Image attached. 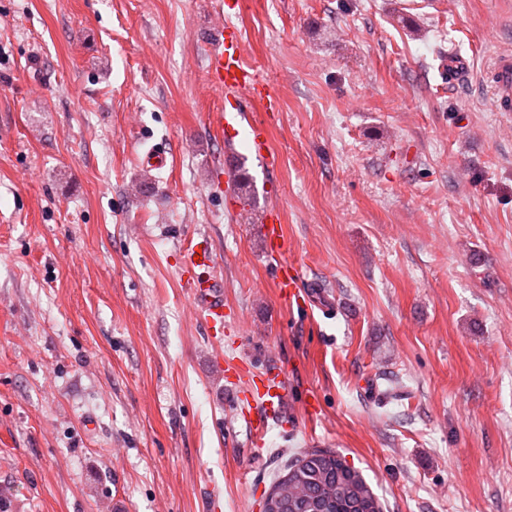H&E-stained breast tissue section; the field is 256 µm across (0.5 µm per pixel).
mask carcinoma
Wrapping results in <instances>:
<instances>
[{"label": "carcinoma", "mask_w": 512, "mask_h": 512, "mask_svg": "<svg viewBox=\"0 0 512 512\" xmlns=\"http://www.w3.org/2000/svg\"><path fill=\"white\" fill-rule=\"evenodd\" d=\"M259 506L260 512H382L362 473L330 450H313L288 464Z\"/></svg>", "instance_id": "carcinoma-1"}]
</instances>
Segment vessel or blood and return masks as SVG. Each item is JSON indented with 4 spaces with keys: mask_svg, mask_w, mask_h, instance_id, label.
<instances>
[{
    "mask_svg": "<svg viewBox=\"0 0 512 512\" xmlns=\"http://www.w3.org/2000/svg\"><path fill=\"white\" fill-rule=\"evenodd\" d=\"M208 75L213 87L225 95V104L214 114L217 129H234L241 121H248L251 129V149L269 171H277L278 155L269 143V128L264 121L247 118L246 102L254 100L264 112H276L279 102L264 77L245 58V49L239 30L232 24L214 27L207 51ZM488 79L493 88L491 108L497 112H512V55L500 56ZM270 256L276 257L275 286L281 297L298 303L302 295L298 286L296 268L282 262L288 247L285 228L279 209H269L260 226ZM185 286L193 313L213 335L224 334V285L215 276L217 253L207 241H188L183 248ZM236 388L233 392L240 416L251 436L254 453H262L270 419L285 415L288 410V380L280 369L264 374L250 375L244 366L232 369Z\"/></svg>",
    "mask_w": 512,
    "mask_h": 512,
    "instance_id": "b4317fda",
    "label": "vessel or blood"
}]
</instances>
